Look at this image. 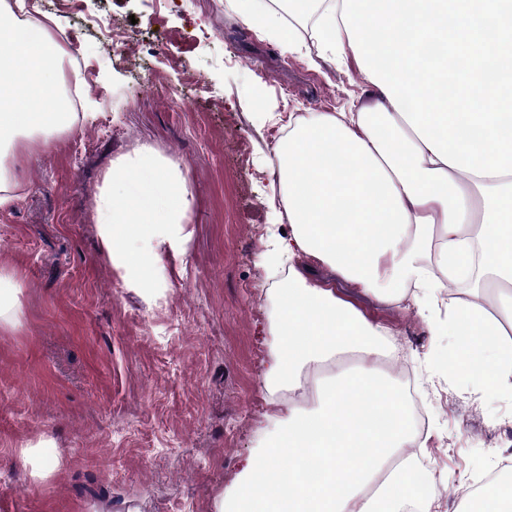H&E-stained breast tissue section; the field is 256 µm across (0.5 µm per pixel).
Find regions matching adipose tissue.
<instances>
[{
	"label": "adipose tissue",
	"mask_w": 512,
	"mask_h": 512,
	"mask_svg": "<svg viewBox=\"0 0 512 512\" xmlns=\"http://www.w3.org/2000/svg\"><path fill=\"white\" fill-rule=\"evenodd\" d=\"M248 0L244 17L296 48L292 18L317 14L323 50L354 51L368 87L355 111L288 119L274 148L289 233L268 252L287 268L277 291L266 387L299 402L266 416V445L250 458L224 512H430L410 497L415 436L399 390L381 373V329L293 267L301 254L393 305L409 288L436 296L470 266L501 283L496 313L454 306L434 334L455 338L450 376L512 395V0ZM66 53L50 35L20 37L0 23V154L42 149L76 113L60 95ZM194 197L180 163L144 149L102 178L99 249L131 288L158 284L183 261ZM287 458L288 467L278 465Z\"/></svg>",
	"instance_id": "1"
}]
</instances>
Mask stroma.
Returning a JSON list of instances; mask_svg holds the SVG:
<instances>
[{"mask_svg": "<svg viewBox=\"0 0 512 512\" xmlns=\"http://www.w3.org/2000/svg\"><path fill=\"white\" fill-rule=\"evenodd\" d=\"M81 31L88 81L73 128L44 152L9 154L19 197L0 208V267L22 282V325L0 328V512H219L261 453L272 298L285 272L264 256L288 229L270 165L289 113L349 112L365 78L316 37L298 50L245 22L239 0H38ZM151 148L181 162L195 199L184 266L161 297L122 285L100 254L96 203L112 159ZM401 347L426 404L416 446L434 467L433 512H456L475 481L512 467V397L449 377L436 336L455 302L386 307L308 256ZM56 468L33 477L26 446Z\"/></svg>", "mask_w": 512, "mask_h": 512, "instance_id": "1", "label": "stroma"}]
</instances>
